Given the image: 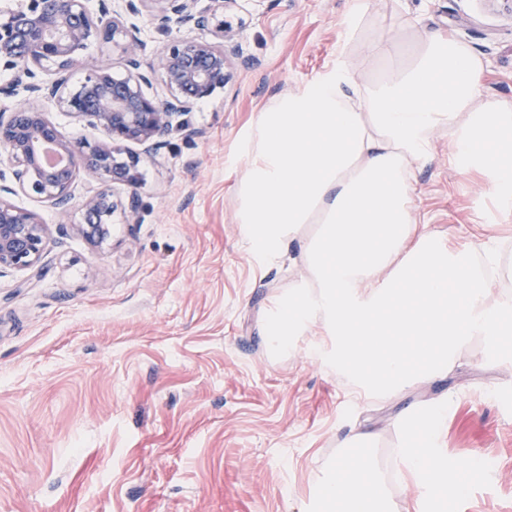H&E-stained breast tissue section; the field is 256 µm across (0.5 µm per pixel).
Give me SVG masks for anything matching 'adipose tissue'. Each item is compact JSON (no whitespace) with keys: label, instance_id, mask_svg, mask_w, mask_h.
I'll return each instance as SVG.
<instances>
[{"label":"adipose tissue","instance_id":"adipose-tissue-1","mask_svg":"<svg viewBox=\"0 0 512 512\" xmlns=\"http://www.w3.org/2000/svg\"><path fill=\"white\" fill-rule=\"evenodd\" d=\"M378 78L357 87L345 54L259 113L240 140L247 166L236 214L248 249L273 264L291 243L310 277L279 298L264 334L270 349L321 324L330 344L315 350L370 391L393 394L413 371L451 368L473 337L488 352L505 309L473 255L418 228L409 166L433 158L432 133L447 128L455 169L488 178L502 217L512 216V103L477 105L483 66L465 46L435 35L419 46L377 42ZM313 232H306V225ZM400 470L427 504L461 462L404 445ZM337 512H391L371 460L336 464L320 488Z\"/></svg>","mask_w":512,"mask_h":512}]
</instances>
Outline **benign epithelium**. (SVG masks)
Masks as SVG:
<instances>
[{"label":"benign epithelium","instance_id":"benign-epithelium-1","mask_svg":"<svg viewBox=\"0 0 512 512\" xmlns=\"http://www.w3.org/2000/svg\"><path fill=\"white\" fill-rule=\"evenodd\" d=\"M152 2L149 20L159 30L208 31L225 42L239 35L223 19L224 10L237 0H210L201 10L198 0ZM102 43L122 47L126 75L115 76L111 65H95L76 89H69L71 70L83 63L91 46ZM145 49L140 29L112 16L109 0H99L95 15L86 0H7L0 6V68L13 73L12 81L0 86V155L12 165L11 183H0V270L37 268L47 238V225L11 197L24 194L47 202L63 218L82 169L97 174L104 187L83 200V221L70 225L74 233L101 245L116 211L137 223L140 200L132 188L139 182L140 156L128 144L142 146L147 156L157 154L173 122L228 81L224 46L213 41L176 37L158 63L148 66L143 64ZM157 80L166 88L162 97L145 92ZM20 96L55 104L84 126L105 131L110 142L92 145L61 137L42 108L5 104ZM43 142L53 144L65 164H42L37 152ZM114 185L131 192L118 199Z\"/></svg>","mask_w":512,"mask_h":512}]
</instances>
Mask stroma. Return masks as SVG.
Instances as JSON below:
<instances>
[{
	"label": "stroma",
	"instance_id": "obj_1",
	"mask_svg": "<svg viewBox=\"0 0 512 512\" xmlns=\"http://www.w3.org/2000/svg\"><path fill=\"white\" fill-rule=\"evenodd\" d=\"M348 0H237L244 23L231 78L181 116L156 156L142 157L137 223L116 217L94 246L61 234L56 209L26 195L49 235L38 272L0 271V512H319L324 474L370 455L405 512L416 484L394 477L395 448L421 447L413 415L445 404L436 444L471 466L449 474L460 493L429 512H512V335L498 356L482 340L446 373L414 376L383 396L329 373L310 349H268L264 323L306 274L248 251L236 222L246 167L233 163L259 113L348 48L358 83L380 63L369 42L436 32L484 64L483 91L512 100V10L482 0H369L346 35ZM140 27L144 59L170 39ZM448 131L414 169L420 223L470 248L497 207L487 179L448 164ZM355 430L374 434L350 448Z\"/></svg>",
	"mask_w": 512,
	"mask_h": 512
}]
</instances>
